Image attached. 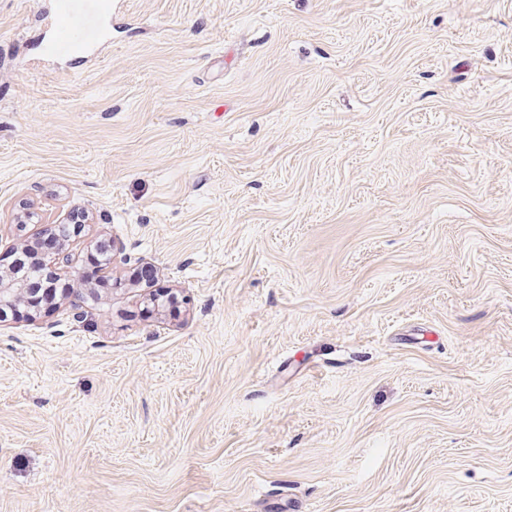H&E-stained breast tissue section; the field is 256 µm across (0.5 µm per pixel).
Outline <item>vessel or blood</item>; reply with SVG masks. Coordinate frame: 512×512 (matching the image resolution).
Here are the masks:
<instances>
[{
	"label": "vessel or blood",
	"instance_id": "1",
	"mask_svg": "<svg viewBox=\"0 0 512 512\" xmlns=\"http://www.w3.org/2000/svg\"><path fill=\"white\" fill-rule=\"evenodd\" d=\"M82 7L81 0H58L51 23L53 52L91 56L104 42L112 21V0H93L87 17L75 22L74 15Z\"/></svg>",
	"mask_w": 512,
	"mask_h": 512
}]
</instances>
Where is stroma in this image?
I'll list each match as a JSON object with an SVG mask.
<instances>
[{"label":"stroma","instance_id":"35a3bbf8","mask_svg":"<svg viewBox=\"0 0 512 512\" xmlns=\"http://www.w3.org/2000/svg\"><path fill=\"white\" fill-rule=\"evenodd\" d=\"M0 0V512H512V0ZM173 292L164 314L149 294ZM90 1L91 10L87 17L77 23L75 13L79 12L85 1H57L54 18L51 23L53 36L51 50L54 53L95 54L99 45L105 41L112 22V0ZM69 221L70 224H61V222L47 224L45 229V232L50 231L49 234L58 239V245L53 255L49 257V263L60 271L70 268L72 264L71 238L78 235L82 228L78 215H70ZM27 288H24L14 278L4 277L0 274V323L7 322L5 318L7 313L11 310L19 308L17 305L23 302L26 303ZM25 295H22V294Z\"/></svg>","mask_w":512,"mask_h":512}]
</instances>
